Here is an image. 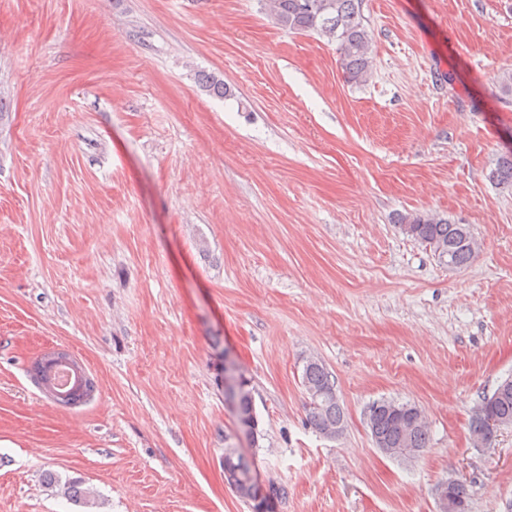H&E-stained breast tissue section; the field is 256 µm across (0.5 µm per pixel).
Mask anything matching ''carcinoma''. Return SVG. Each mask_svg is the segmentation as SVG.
I'll list each match as a JSON object with an SVG mask.
<instances>
[{"instance_id":"obj_1","label":"carcinoma","mask_w":512,"mask_h":512,"mask_svg":"<svg viewBox=\"0 0 512 512\" xmlns=\"http://www.w3.org/2000/svg\"><path fill=\"white\" fill-rule=\"evenodd\" d=\"M361 3L362 0H265L266 9L276 24L289 30L316 32L336 43L345 76L354 83L367 79L372 59L370 35ZM489 179L500 186L512 187V153L498 158ZM399 224L404 234L429 246L438 257L448 258V264L455 270L467 266L476 256V244L464 239L469 232L466 224H455L428 213L402 215ZM302 386L307 392L320 391L317 406H312L310 399L306 401V421L315 432L345 421L339 399L330 395L336 390V381L321 361L305 362ZM389 404L392 408L382 411L375 419L377 435L392 445L427 447V425L402 432V422L409 419L407 404L393 400ZM482 404L483 414L473 415L470 431L482 428L485 419L491 416L512 422V389L498 397H485ZM253 413L251 398L240 397L234 407L236 418L254 422ZM224 453L228 454L224 478L231 487L251 472V465L236 448H226Z\"/></svg>"}]
</instances>
